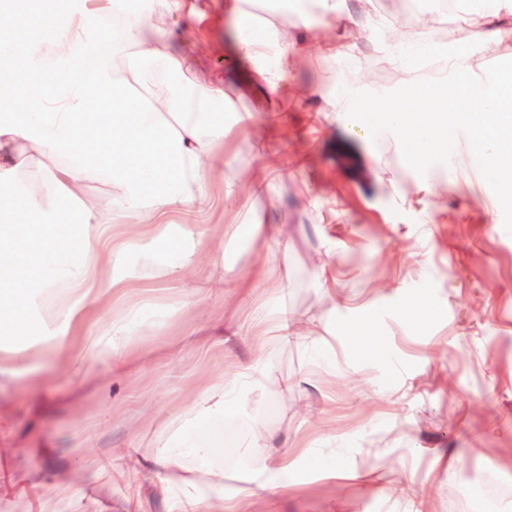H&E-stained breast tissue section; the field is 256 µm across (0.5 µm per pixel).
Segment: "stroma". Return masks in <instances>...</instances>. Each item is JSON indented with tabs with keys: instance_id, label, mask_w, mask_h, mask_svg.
Here are the masks:
<instances>
[{
	"instance_id": "1",
	"label": "stroma",
	"mask_w": 512,
	"mask_h": 512,
	"mask_svg": "<svg viewBox=\"0 0 512 512\" xmlns=\"http://www.w3.org/2000/svg\"><path fill=\"white\" fill-rule=\"evenodd\" d=\"M349 4L355 24L326 29L246 0L268 26L291 31L289 72L273 105L253 64L237 56L224 0H205L195 17H169L170 49L196 48L202 60L187 82L223 81L247 118L225 132L212 160V205L171 213V235L190 264L164 245L144 247L127 227L131 248L119 264L138 278L125 295L92 302L87 323V333H100L149 293L144 325L118 367L80 358L87 333L60 349L10 346L13 371L0 376V474L70 487L99 512H127L130 484L144 479L128 470L127 453L148 465L180 441L212 448L182 463L224 471L228 496L275 456L292 454L291 487L254 498L255 512H404L408 489L331 479L338 462L433 486L429 512H473L463 474L435 466L459 455L512 512V207L499 204L465 136L441 153L414 152L378 135L367 113L332 109L349 89L370 103L428 82L412 64L393 65L386 44L357 38V24L394 19V41L419 56L453 41L464 18L448 17L442 37L433 10L406 0ZM333 45L340 55L329 56ZM252 185L268 188V198L247 209L225 204V187ZM248 214L267 235L230 237L227 226ZM187 224L207 229V239L183 238ZM282 261V288L255 279L259 266ZM167 267L173 275L159 279ZM261 309L288 313L303 334L259 346L245 329ZM258 358L287 392L250 384L230 410H203L206 389Z\"/></svg>"
}]
</instances>
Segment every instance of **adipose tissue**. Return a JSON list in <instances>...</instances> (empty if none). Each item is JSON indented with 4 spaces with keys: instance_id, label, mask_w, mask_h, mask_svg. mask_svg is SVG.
<instances>
[{
    "instance_id": "ef3b65f1",
    "label": "adipose tissue",
    "mask_w": 512,
    "mask_h": 512,
    "mask_svg": "<svg viewBox=\"0 0 512 512\" xmlns=\"http://www.w3.org/2000/svg\"><path fill=\"white\" fill-rule=\"evenodd\" d=\"M510 5L478 0L453 46H439L447 89L416 88L401 99L377 101L375 112L387 114L409 149L446 151L461 131L489 175L512 170V74L484 82L474 73L479 57L496 55L512 38L497 22ZM61 8V0H0V349L24 339L33 348L59 347L77 335L104 290L119 293L131 285L113 262L129 247L123 227L138 225L141 238L153 243L168 240L167 209L207 201L206 170L224 147L223 84L188 92L163 84L147 90L157 111L141 104L146 63L175 79L196 61L194 51H170L161 24L169 13L184 11L185 0H159L156 21L128 22L121 40L129 52L119 73L99 51L93 12ZM233 12L240 57L258 62L270 48L287 46V29L261 27L238 6ZM33 166L48 180L50 195L19 184ZM97 174L112 197L107 210L87 193V179ZM34 288L63 291L37 340L27 334ZM133 329L129 319L112 320L87 354L111 369L117 345ZM187 450L182 444L154 456L164 469L170 512H244L255 489L221 497L223 471L183 466L179 458Z\"/></svg>"
}]
</instances>
